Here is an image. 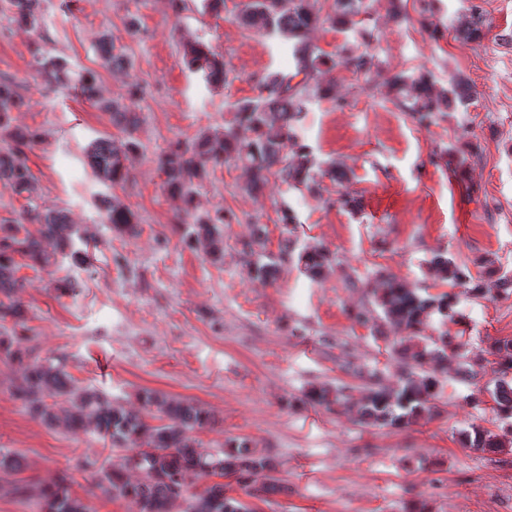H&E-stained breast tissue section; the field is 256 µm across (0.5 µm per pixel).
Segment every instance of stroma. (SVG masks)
I'll return each mask as SVG.
<instances>
[{"instance_id": "stroma-1", "label": "stroma", "mask_w": 512, "mask_h": 512, "mask_svg": "<svg viewBox=\"0 0 512 512\" xmlns=\"http://www.w3.org/2000/svg\"><path fill=\"white\" fill-rule=\"evenodd\" d=\"M245 2L177 15L169 0H40L36 28L0 13V77L15 78L26 101L11 123L44 134L28 152L39 201L87 235L84 263L61 256L45 269L21 267L24 346L64 358L76 386L130 409H140L144 390L200 403L214 417L198 433L203 448L243 439L276 462L283 492L260 499L227 486L255 512H512V446L490 452L466 441L473 429L504 425L489 392L503 377L492 349L512 339V0H362L360 23L312 29L309 42L330 58L320 80L333 95L308 94L286 151L307 153L316 184L309 191L273 177L253 195L241 167L211 170L196 189L197 210L234 215L224 258L214 262L185 245L193 227L179 221L182 201L164 192L157 157L172 140L223 128L258 78L293 71L290 42L240 24ZM473 8L485 24L468 40L458 27ZM132 15L141 36L128 30ZM104 33L129 59L127 78L104 66ZM187 40L223 61L224 86L184 65ZM38 49L64 58L73 75L95 72L104 96L119 97L128 80L143 87L141 148L124 180L102 181L86 157L94 139L119 129L74 89L41 88ZM360 54L371 64L356 75L345 60ZM424 72L449 99L426 127L391 88L394 76ZM106 196L135 214L136 236L103 223ZM257 224L269 252L293 242L269 279L246 266ZM316 246L334 257L317 279L299 261ZM480 257L491 268L477 266ZM438 258L498 290L446 284ZM383 274L425 298L452 295L453 309L431 312L422 341L448 334L462 344L436 372L432 410L400 427L365 423L358 404L371 389L397 388L407 367L376 303ZM357 309L367 324L350 319ZM19 375L0 360V452L24 462L0 472V512H37L35 498L6 485L35 488L63 471L93 512H127L77 467L90 460L112 469L123 450L46 427L14 395ZM336 384L350 387L354 404L329 410L305 398Z\"/></svg>"}]
</instances>
